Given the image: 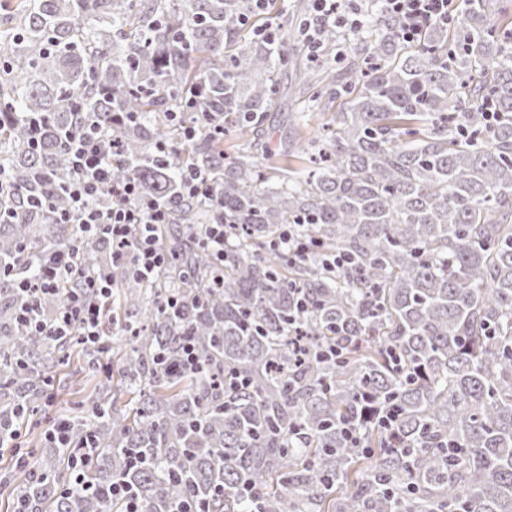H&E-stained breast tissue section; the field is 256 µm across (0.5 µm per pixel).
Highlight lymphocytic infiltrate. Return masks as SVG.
Here are the masks:
<instances>
[{"mask_svg": "<svg viewBox=\"0 0 512 512\" xmlns=\"http://www.w3.org/2000/svg\"><path fill=\"white\" fill-rule=\"evenodd\" d=\"M453 0H381L384 11L399 17L403 36L414 40L423 29L438 21L447 20ZM332 26L357 32L362 27V14L346 0H313V10L307 30L318 34ZM67 156L77 177L70 187L73 207L60 214L62 224L78 225L84 245L96 244L100 238L111 240L114 260H131L135 276L154 275L165 264V257L156 246L155 231L165 223L167 211L155 199L142 197L134 182L112 179V142L100 128L84 122L71 133ZM110 195L109 209L95 208L101 195ZM73 262L60 253L39 266L36 276L18 280L15 290L21 299L18 319L32 335L59 341L70 332H79L84 342L104 347L109 334L102 320L100 300L111 294V277L104 270L83 275L78 287L64 291L61 283L71 277ZM62 294L61 311L54 324L44 323L35 308L45 295Z\"/></svg>", "mask_w": 512, "mask_h": 512, "instance_id": "1", "label": "lymphocytic infiltrate"}]
</instances>
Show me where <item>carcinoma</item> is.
Segmentation results:
<instances>
[{
	"mask_svg": "<svg viewBox=\"0 0 512 512\" xmlns=\"http://www.w3.org/2000/svg\"><path fill=\"white\" fill-rule=\"evenodd\" d=\"M276 3L19 0L0 32V431L20 435L65 362L19 325L14 280L68 250L108 268L104 322L122 340L87 356L116 372L112 392L64 418L95 445L84 480L76 449L41 452L15 487L30 512H125L118 479L142 512L188 496L203 512H512V24L467 0L408 44L379 16L348 61L325 28L296 121L322 97L345 108L292 152L261 130L296 64L287 36H266ZM84 117L112 133V179L181 226L152 278L53 221ZM193 172L208 196L183 193ZM220 221L222 271L204 245ZM289 224L300 259L281 246ZM334 254L353 266L327 267ZM59 306L42 298L41 319ZM186 341L195 371L178 367Z\"/></svg>",
	"mask_w": 512,
	"mask_h": 512,
	"instance_id": "carcinoma-1",
	"label": "carcinoma"
}]
</instances>
